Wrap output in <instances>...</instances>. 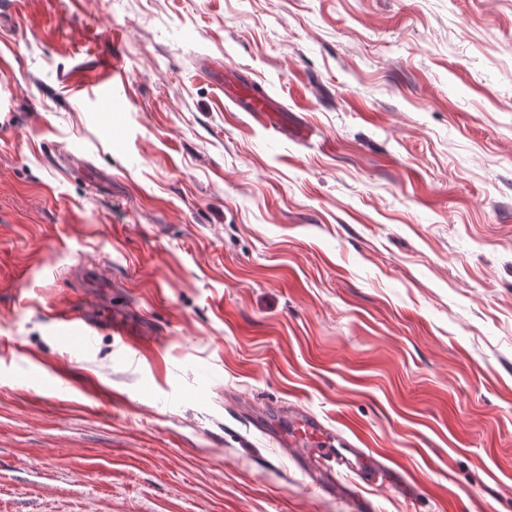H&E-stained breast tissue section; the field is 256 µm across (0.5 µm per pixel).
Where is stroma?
I'll use <instances>...</instances> for the list:
<instances>
[{
    "label": "stroma",
    "mask_w": 512,
    "mask_h": 512,
    "mask_svg": "<svg viewBox=\"0 0 512 512\" xmlns=\"http://www.w3.org/2000/svg\"><path fill=\"white\" fill-rule=\"evenodd\" d=\"M0 58V512H512V0H24ZM108 69L110 71L109 77L97 80L93 82L94 85H91L92 95L95 100H109L111 105L112 99L121 104L124 102V98L118 91V80L123 81L124 75L114 59H112V65H109ZM230 93L245 112L273 111L272 104L267 98L253 94L249 87L241 83L234 85ZM88 321L82 316H61L56 321L60 336H64L73 346H84L88 343ZM295 441L319 447L307 449L311 452H315L313 457L318 461L321 468L330 473H335V466H339V461L336 457V448H329L330 441L326 440L324 426L315 416L303 411L294 414L292 419V434L282 446H288V444L292 446V443Z\"/></svg>",
    "instance_id": "obj_1"
}]
</instances>
